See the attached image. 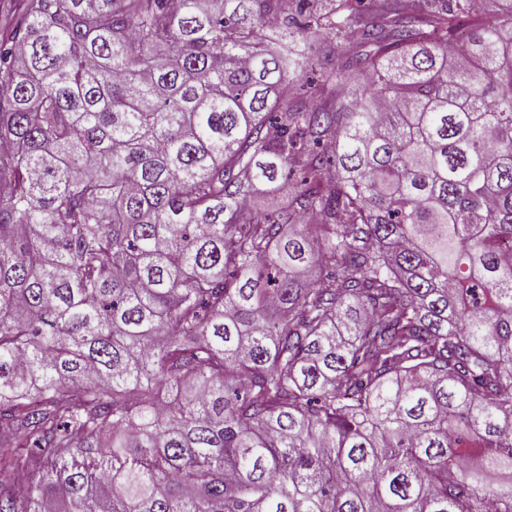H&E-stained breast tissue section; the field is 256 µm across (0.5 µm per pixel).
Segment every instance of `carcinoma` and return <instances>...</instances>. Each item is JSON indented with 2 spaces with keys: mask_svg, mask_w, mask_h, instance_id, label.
I'll return each mask as SVG.
<instances>
[{
  "mask_svg": "<svg viewBox=\"0 0 512 512\" xmlns=\"http://www.w3.org/2000/svg\"><path fill=\"white\" fill-rule=\"evenodd\" d=\"M316 2L0 0V512H512V0Z\"/></svg>",
  "mask_w": 512,
  "mask_h": 512,
  "instance_id": "carcinoma-1",
  "label": "carcinoma"
}]
</instances>
